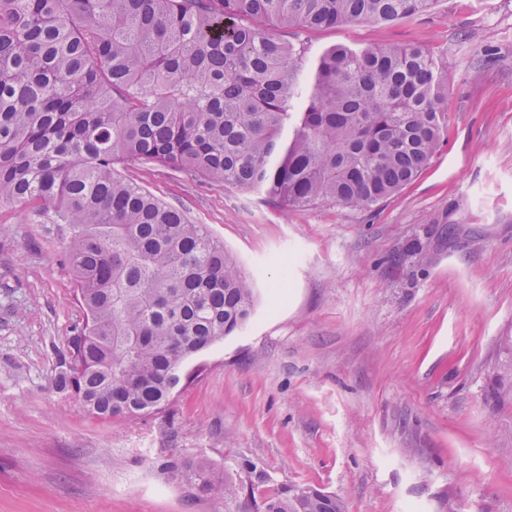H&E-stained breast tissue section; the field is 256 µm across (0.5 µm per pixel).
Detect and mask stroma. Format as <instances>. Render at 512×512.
<instances>
[{"label": "stroma", "instance_id": "35a3bbf8", "mask_svg": "<svg viewBox=\"0 0 512 512\" xmlns=\"http://www.w3.org/2000/svg\"><path fill=\"white\" fill-rule=\"evenodd\" d=\"M311 54L414 44L445 66L448 128L371 210H283L144 164L131 179L206 225L257 291L165 411L90 416L55 387L82 324L51 225L0 206V512H244L169 463L255 497L316 485L346 512H512V397L491 385L512 336V0H435L391 24L288 30ZM188 477L194 481L199 493L211 497L215 501H224V504L236 498L239 493L238 488L233 483H228L225 479L219 480L208 468L201 465L186 466Z\"/></svg>", "mask_w": 512, "mask_h": 512}]
</instances>
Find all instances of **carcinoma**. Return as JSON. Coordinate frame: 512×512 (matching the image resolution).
<instances>
[{
	"label": "carcinoma",
	"mask_w": 512,
	"mask_h": 512,
	"mask_svg": "<svg viewBox=\"0 0 512 512\" xmlns=\"http://www.w3.org/2000/svg\"><path fill=\"white\" fill-rule=\"evenodd\" d=\"M434 0H0V203L51 224L84 311L56 389L102 419L163 411L255 293L205 225L126 177L152 162L283 209L367 210L416 179L448 127L441 61L416 45L280 37L414 19ZM512 394V358L493 396ZM199 493L236 485L186 467ZM253 512H345L289 485Z\"/></svg>",
	"instance_id": "cac0c4a2"
}]
</instances>
